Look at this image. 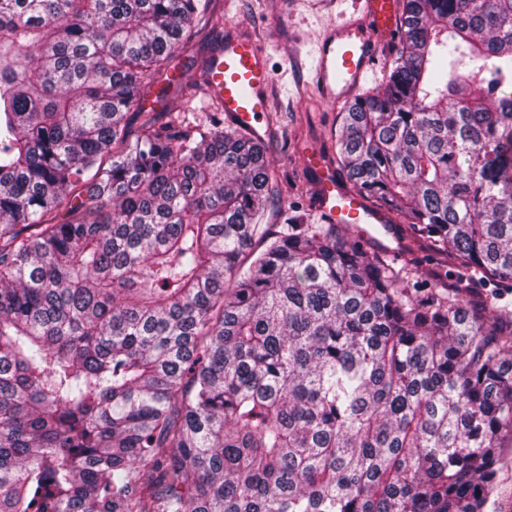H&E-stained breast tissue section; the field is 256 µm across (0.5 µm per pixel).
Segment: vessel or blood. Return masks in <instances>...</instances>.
I'll list each match as a JSON object with an SVG mask.
<instances>
[{
  "label": "vessel or blood",
  "instance_id": "obj_1",
  "mask_svg": "<svg viewBox=\"0 0 512 512\" xmlns=\"http://www.w3.org/2000/svg\"><path fill=\"white\" fill-rule=\"evenodd\" d=\"M401 35L396 0H360L353 14L333 23L317 40L313 80L322 99L344 105L367 83L382 48ZM208 80V90L222 103L228 121L260 135L271 110L273 84L261 43L248 34L225 35L210 58ZM306 163L319 177L315 209L324 223L351 226L363 243L392 235L390 214L346 190L318 152H310Z\"/></svg>",
  "mask_w": 512,
  "mask_h": 512
}]
</instances>
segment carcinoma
I'll use <instances>...</instances> for the list:
<instances>
[{
	"instance_id": "obj_1",
	"label": "carcinoma",
	"mask_w": 512,
	"mask_h": 512,
	"mask_svg": "<svg viewBox=\"0 0 512 512\" xmlns=\"http://www.w3.org/2000/svg\"><path fill=\"white\" fill-rule=\"evenodd\" d=\"M212 0H0V512H487L512 453V0H402L351 100L411 286L294 214L191 59Z\"/></svg>"
}]
</instances>
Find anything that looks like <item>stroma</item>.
Listing matches in <instances>:
<instances>
[{"label": "stroma", "mask_w": 512, "mask_h": 512, "mask_svg": "<svg viewBox=\"0 0 512 512\" xmlns=\"http://www.w3.org/2000/svg\"><path fill=\"white\" fill-rule=\"evenodd\" d=\"M355 0H216L220 27L203 29L194 37L192 51L208 57L225 33L246 26L266 45L275 75L269 114L270 131L262 137L271 173L280 195L272 202L267 221L283 223L303 212L316 217L315 172L302 162L304 149L317 150L335 163L338 111L313 98L309 84L313 42L321 30L352 9Z\"/></svg>", "instance_id": "obj_1"}]
</instances>
